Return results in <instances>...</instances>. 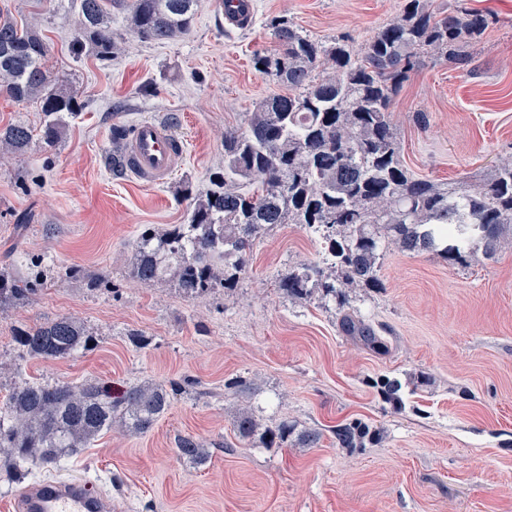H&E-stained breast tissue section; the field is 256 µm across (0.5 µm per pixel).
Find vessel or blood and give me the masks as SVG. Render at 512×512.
Returning a JSON list of instances; mask_svg holds the SVG:
<instances>
[{
  "mask_svg": "<svg viewBox=\"0 0 512 512\" xmlns=\"http://www.w3.org/2000/svg\"><path fill=\"white\" fill-rule=\"evenodd\" d=\"M252 0H234L224 12L230 27L247 25ZM128 172L146 185H159L179 169L186 156L183 140L169 125L153 119L136 122L129 136L115 147ZM18 512H112V499L94 494L78 479H44L26 487L18 499Z\"/></svg>",
  "mask_w": 512,
  "mask_h": 512,
  "instance_id": "obj_1",
  "label": "vessel or blood"
}]
</instances>
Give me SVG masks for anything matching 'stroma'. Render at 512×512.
Returning <instances> with one entry per match:
<instances>
[{"instance_id": "obj_1", "label": "stroma", "mask_w": 512, "mask_h": 512, "mask_svg": "<svg viewBox=\"0 0 512 512\" xmlns=\"http://www.w3.org/2000/svg\"><path fill=\"white\" fill-rule=\"evenodd\" d=\"M491 14L473 72L426 60L394 98L403 160L416 176L451 187L490 174L512 154V0H465ZM403 0H254L251 23L229 28L215 0H199L188 35L140 41L112 12L120 49L111 61L75 57L79 0H0L49 45L52 75L73 87L80 109L55 146L35 141L0 157V271L26 276V256L46 257L43 289L22 308L0 310V398L21 379L119 390L189 376L149 433L111 432L54 473L111 496L116 512H512V239L496 258L448 264L429 253L384 252L377 288L352 296L358 315L387 342L363 349L338 326V304L289 299L277 286L289 268L323 259L320 233L280 224L248 252L234 290L184 298L171 281L144 285L128 271L143 225L185 223L195 196L224 166L225 127L280 86L252 57L276 46L271 18L311 38L363 41ZM425 123H418L417 115ZM143 118L170 123L186 146L182 169L147 186L113 176L112 128ZM70 316L96 347L41 361L15 342L23 327ZM147 336V348L132 334ZM397 379L402 405L383 399L378 377ZM242 380L247 393L232 390ZM247 408L268 426L320 428L315 448H252L233 422ZM353 419L378 442L337 447L333 427ZM179 434L210 445L195 469L174 448Z\"/></svg>"}]
</instances>
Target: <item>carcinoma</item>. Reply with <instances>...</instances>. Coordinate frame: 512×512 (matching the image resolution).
Instances as JSON below:
<instances>
[{
    "label": "carcinoma",
    "mask_w": 512,
    "mask_h": 512,
    "mask_svg": "<svg viewBox=\"0 0 512 512\" xmlns=\"http://www.w3.org/2000/svg\"><path fill=\"white\" fill-rule=\"evenodd\" d=\"M198 0H80L81 18L70 40L79 56L90 50L112 59L118 43L108 5L127 12L130 31L141 41L161 43L187 34ZM488 15L477 9L442 11L432 0H404L401 13L357 42L338 36L311 38L286 17L271 21L278 43L257 53L253 65L272 77L281 92L256 104L246 126L224 128V169L190 210L186 224L162 232L145 227L135 240L130 275L148 285L171 278L184 296L198 300L215 288L235 289L246 274L253 242L277 224L325 229L323 264H303L279 279L288 297L307 300L314 292L338 302L341 331L362 346L382 351L386 341L350 310L349 292L380 287V259L395 247L433 252L459 264L495 258L512 236V156L501 159L490 177L448 188L418 178L404 164L392 120L393 98L427 59L445 60L472 72L474 46ZM48 46L28 25L0 14V93L17 102L39 104L40 139L55 145L78 111L73 89L54 82L45 67ZM33 130L22 123L0 126V152L24 153ZM31 275L0 274V309L39 291L45 269L30 259ZM17 343L34 359L57 360L85 353L97 338L73 317L25 327ZM388 401L399 400L400 382L376 381ZM197 386L184 377L165 386L129 385L114 393L96 379L79 385L22 380L0 403V448L11 449L3 469L49 470L116 427L142 435L172 408L181 393ZM238 438L271 448L295 438L314 448L323 433L300 432L283 420L264 427L247 410L234 423ZM341 448H362L375 431L361 420L332 430ZM179 457L197 468L208 465L209 446L191 434L175 440Z\"/></svg>",
    "instance_id": "obj_1"
}]
</instances>
